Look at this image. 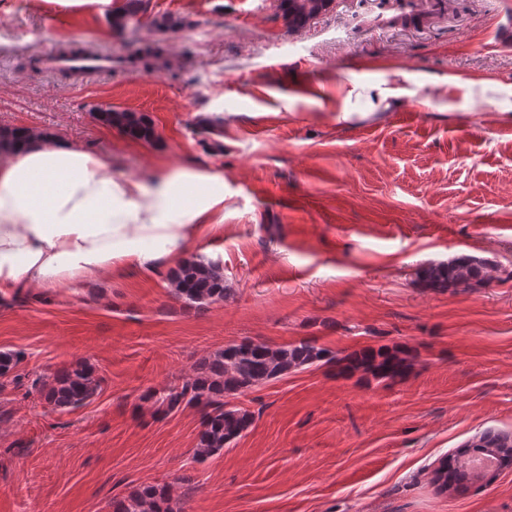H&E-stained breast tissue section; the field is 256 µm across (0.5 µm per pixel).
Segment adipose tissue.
<instances>
[{"mask_svg": "<svg viewBox=\"0 0 512 512\" xmlns=\"http://www.w3.org/2000/svg\"><path fill=\"white\" fill-rule=\"evenodd\" d=\"M448 111L479 101L512 120V84L448 74L434 83ZM373 108L409 96L401 82L337 86L336 119H352L353 94ZM434 95V96H435ZM224 178L195 169L155 172L152 183L113 177L98 154L58 136L28 131L0 152V298L53 290L112 269L154 270L180 263L202 232L218 230Z\"/></svg>", "mask_w": 512, "mask_h": 512, "instance_id": "adipose-tissue-1", "label": "adipose tissue"}]
</instances>
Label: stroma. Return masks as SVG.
Listing matches in <instances>:
<instances>
[{
    "label": "stroma",
    "instance_id": "obj_1",
    "mask_svg": "<svg viewBox=\"0 0 512 512\" xmlns=\"http://www.w3.org/2000/svg\"><path fill=\"white\" fill-rule=\"evenodd\" d=\"M122 2L0 0V127L67 138L116 175H222L223 227L188 254L219 264L230 293L189 306L167 266L1 301L0 351L22 360L0 378V512H108L165 484L181 512H512V469L457 496L431 482L474 435L512 433V122L405 98L370 116L356 96L336 120L340 83H512V45L494 37L512 0H415L412 21L396 0H333L297 29L280 0H147L116 34ZM145 42L167 66L78 78L28 63L66 43L121 59ZM100 106L144 114L155 141L102 125ZM461 254L486 262L483 284L419 287L420 268ZM245 338L401 347L417 362L395 383L321 366L257 387L233 400L249 431L195 460L197 409L161 417L147 394ZM83 361L101 380L87 405L35 392Z\"/></svg>",
    "mask_w": 512,
    "mask_h": 512
}]
</instances>
